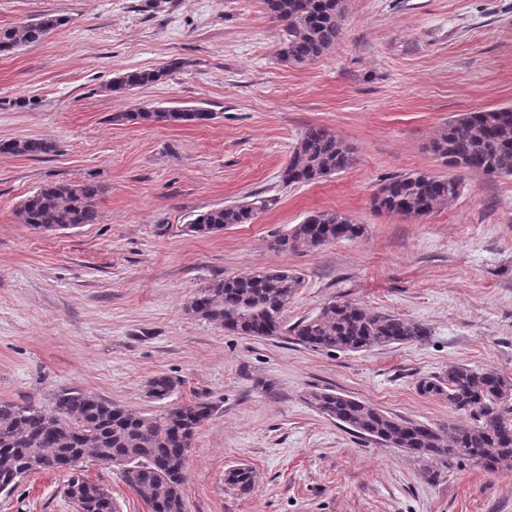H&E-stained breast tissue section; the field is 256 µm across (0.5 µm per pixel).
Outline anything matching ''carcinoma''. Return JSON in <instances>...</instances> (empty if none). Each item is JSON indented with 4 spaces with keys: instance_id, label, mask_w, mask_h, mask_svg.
Instances as JSON below:
<instances>
[{
    "instance_id": "obj_1",
    "label": "carcinoma",
    "mask_w": 512,
    "mask_h": 512,
    "mask_svg": "<svg viewBox=\"0 0 512 512\" xmlns=\"http://www.w3.org/2000/svg\"><path fill=\"white\" fill-rule=\"evenodd\" d=\"M266 13L284 23L287 38L279 55L304 64L330 50L339 37L345 0H263ZM67 19L42 14L0 28V56L43 41ZM180 62L151 69H132L112 81L110 90L122 94L166 79ZM203 108H139L120 114L129 122L199 123ZM431 148L444 163L463 173L489 178L512 176V106L467 112L444 124ZM55 146L37 138L0 141V154L38 157ZM356 162V148L320 126H310L293 148L281 172L286 185L310 183L344 172ZM458 177L414 172L396 175L377 191L375 205L389 213L422 218L456 198ZM103 188L93 181L48 183L20 202L19 220L31 230L47 226L70 229L98 224ZM263 200L212 208L186 224L187 232L205 237L234 224H251ZM365 226L337 211H315L302 223L277 237L283 251L317 248L360 238ZM303 286L301 274L264 267L250 273L212 281L189 302L187 311L244 336L283 334L282 312ZM290 333L299 344L326 352H360L375 347L418 343L430 336L422 323L352 301L332 299L320 311L297 322ZM176 382L159 375L148 382L158 401L170 397ZM419 391L442 398L448 408L471 418L431 425L390 414L368 402L331 391L309 395V404L338 424L378 443L399 448L418 458L464 460L487 471L512 461V376L466 364L448 367L444 374L424 378ZM216 407L198 400L138 414L98 395L78 389L59 392L48 409L0 400V487L10 488L17 476L40 458L46 470L68 476L65 495L90 503L89 512H118L116 502L104 510L99 495L104 485L80 473L79 463L91 460L105 468L117 463L131 470L135 494L155 512H181L185 478L178 470L194 447L201 423ZM225 483L241 495L254 487L253 471L231 468Z\"/></svg>"
}]
</instances>
